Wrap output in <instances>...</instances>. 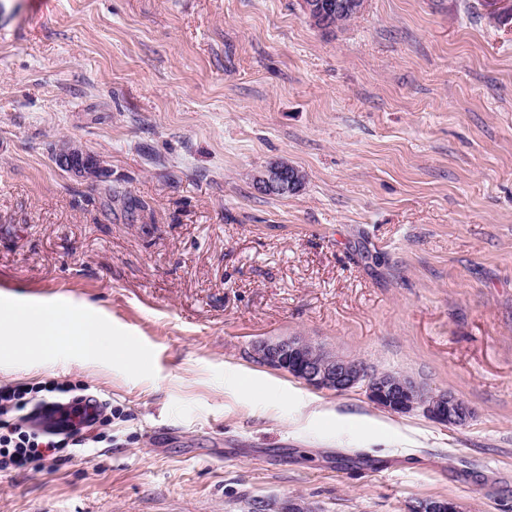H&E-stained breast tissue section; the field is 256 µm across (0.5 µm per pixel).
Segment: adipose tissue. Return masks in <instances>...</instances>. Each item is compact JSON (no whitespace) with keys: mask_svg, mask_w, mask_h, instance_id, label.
Segmentation results:
<instances>
[{"mask_svg":"<svg viewBox=\"0 0 512 512\" xmlns=\"http://www.w3.org/2000/svg\"><path fill=\"white\" fill-rule=\"evenodd\" d=\"M65 353L93 365L115 358L138 362L103 322L42 302L0 304V369L52 361Z\"/></svg>","mask_w":512,"mask_h":512,"instance_id":"ef3b65f1","label":"adipose tissue"}]
</instances>
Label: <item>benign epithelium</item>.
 <instances>
[{
	"mask_svg": "<svg viewBox=\"0 0 512 512\" xmlns=\"http://www.w3.org/2000/svg\"><path fill=\"white\" fill-rule=\"evenodd\" d=\"M302 13L320 21L324 30L335 29L332 13L321 0H299ZM65 168L80 177H97L102 173L99 159L80 149L65 148ZM300 174L291 166L271 164L254 177L257 190L268 195L290 193L299 187ZM258 362L283 370L307 385L317 389L344 392L360 384L365 386L369 400L394 414H407L423 408L432 420L460 426L470 417L469 407L448 392H425L413 386L402 376L368 372L355 359L341 355H327L303 337L291 336L267 339L254 345ZM412 512H459L449 501L423 500L413 506Z\"/></svg>",
	"mask_w": 512,
	"mask_h": 512,
	"instance_id": "obj_1",
	"label": "benign epithelium"
}]
</instances>
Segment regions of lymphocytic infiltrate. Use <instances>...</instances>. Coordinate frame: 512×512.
<instances>
[{
  "mask_svg": "<svg viewBox=\"0 0 512 512\" xmlns=\"http://www.w3.org/2000/svg\"><path fill=\"white\" fill-rule=\"evenodd\" d=\"M97 403L91 418L83 407ZM62 411L58 427L41 429L33 420L40 411ZM112 443V405L75 394L69 383L49 381L40 386L0 387V475L20 473L44 465L58 466L88 448Z\"/></svg>",
  "mask_w": 512,
  "mask_h": 512,
  "instance_id": "f902f5d3",
  "label": "lymphocytic infiltrate"
}]
</instances>
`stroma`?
I'll return each mask as SVG.
<instances>
[{
  "mask_svg": "<svg viewBox=\"0 0 512 512\" xmlns=\"http://www.w3.org/2000/svg\"><path fill=\"white\" fill-rule=\"evenodd\" d=\"M369 0H0V301L66 303L145 360L62 357L112 445L0 477V512H512V19ZM70 141L102 176L60 167ZM275 161L305 175L265 195ZM303 336L448 391L397 415L257 363ZM299 7L302 13L309 19L320 21V26L323 30L342 29L350 24L353 20L357 19L358 15L362 14L366 7L368 0H336V11L348 9L353 12H344L336 17V26L332 20V13H330L328 6H325L319 0H299ZM357 14H355V13Z\"/></svg>",
  "mask_w": 512,
  "mask_h": 512,
  "instance_id": "35a3bbf8",
  "label": "stroma"
}]
</instances>
